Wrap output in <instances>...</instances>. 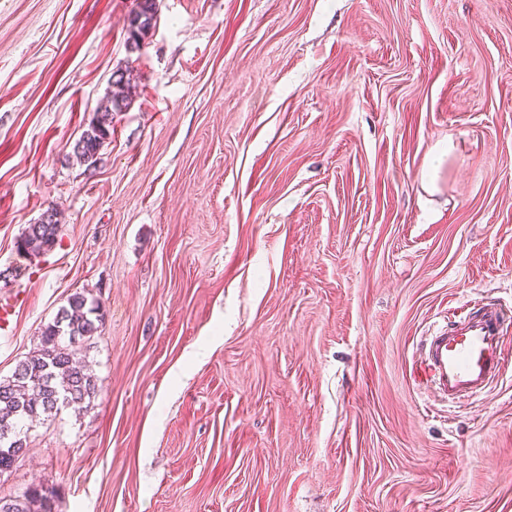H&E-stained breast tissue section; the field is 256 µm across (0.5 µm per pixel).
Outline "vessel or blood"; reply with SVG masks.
<instances>
[{
	"label": "vessel or blood",
	"mask_w": 512,
	"mask_h": 512,
	"mask_svg": "<svg viewBox=\"0 0 512 512\" xmlns=\"http://www.w3.org/2000/svg\"><path fill=\"white\" fill-rule=\"evenodd\" d=\"M503 321V313L490 309L430 336L416 366L418 375L451 401L487 392L512 362L505 351Z\"/></svg>",
	"instance_id": "b4317fda"
}]
</instances>
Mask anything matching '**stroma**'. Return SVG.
Instances as JSON below:
<instances>
[{
    "instance_id": "35a3bbf8",
    "label": "stroma",
    "mask_w": 512,
    "mask_h": 512,
    "mask_svg": "<svg viewBox=\"0 0 512 512\" xmlns=\"http://www.w3.org/2000/svg\"><path fill=\"white\" fill-rule=\"evenodd\" d=\"M137 2L0 0V378L70 295L104 309L96 397L0 497L512 512V365L459 403L414 377L449 318L512 315V0H157L132 53ZM50 208L55 248L20 252ZM155 0H140L138 9L129 19L128 46L131 52L140 49L141 42L148 32L155 27L158 19ZM128 104L126 96L112 92L107 94L73 146V155L78 162L87 167L95 165L101 148L111 135L113 112H123Z\"/></svg>"
}]
</instances>
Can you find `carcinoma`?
<instances>
[{
  "mask_svg": "<svg viewBox=\"0 0 512 512\" xmlns=\"http://www.w3.org/2000/svg\"><path fill=\"white\" fill-rule=\"evenodd\" d=\"M157 19L156 0H140L129 19L130 51L140 49ZM127 106V97L107 94L73 146L78 162L95 165L111 135L113 113ZM59 233L60 224L50 209L39 223L25 228L17 248L41 254L56 245ZM102 319V304L97 298L72 295L68 306L41 330L37 350L19 361L10 377L0 380V474L26 455L33 422L57 414L64 400L68 407L79 410L97 395V380L88 372L78 344L100 331ZM0 512H51V502L41 490L30 488L21 495L0 498Z\"/></svg>",
  "mask_w": 512,
  "mask_h": 512,
  "instance_id": "1",
  "label": "carcinoma"
}]
</instances>
